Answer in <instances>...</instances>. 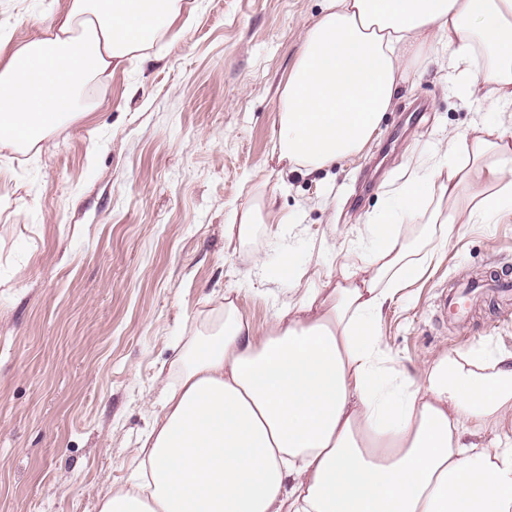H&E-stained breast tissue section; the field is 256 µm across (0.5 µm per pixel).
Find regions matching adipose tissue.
Listing matches in <instances>:
<instances>
[{
  "instance_id": "ef3b65f1",
  "label": "adipose tissue",
  "mask_w": 512,
  "mask_h": 512,
  "mask_svg": "<svg viewBox=\"0 0 512 512\" xmlns=\"http://www.w3.org/2000/svg\"><path fill=\"white\" fill-rule=\"evenodd\" d=\"M179 12V0H67L42 35L0 40V143H43L87 80L151 48ZM302 41L273 148L286 172L361 154L422 43L447 52L459 94L512 106V0H324ZM395 197L366 220L367 264L304 289L264 330L225 292L163 388L138 480L100 512H512V352L444 353L411 376L380 330L457 225L512 210V131L451 135ZM291 221L268 195L224 232L243 241ZM416 222L429 235L413 247L402 233ZM487 429L495 447L472 443Z\"/></svg>"
}]
</instances>
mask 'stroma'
Wrapping results in <instances>:
<instances>
[{"label": "stroma", "mask_w": 512, "mask_h": 512, "mask_svg": "<svg viewBox=\"0 0 512 512\" xmlns=\"http://www.w3.org/2000/svg\"><path fill=\"white\" fill-rule=\"evenodd\" d=\"M66 0H0V34H41ZM322 0H180L172 29L85 89L78 113L26 152L0 144V512H99L128 485L133 451L163 404L178 354L236 289L257 329L299 290L267 283L290 237L302 281L364 266L367 217L449 133L512 124L459 95L448 57L421 50L364 151L281 175L271 152L279 89ZM425 113L412 122L417 107ZM275 193L294 225L224 234L234 209ZM512 274V212L464 224L380 320L400 368L483 344L512 352V304L487 298L453 325L458 282Z\"/></svg>", "instance_id": "35a3bbf8"}]
</instances>
